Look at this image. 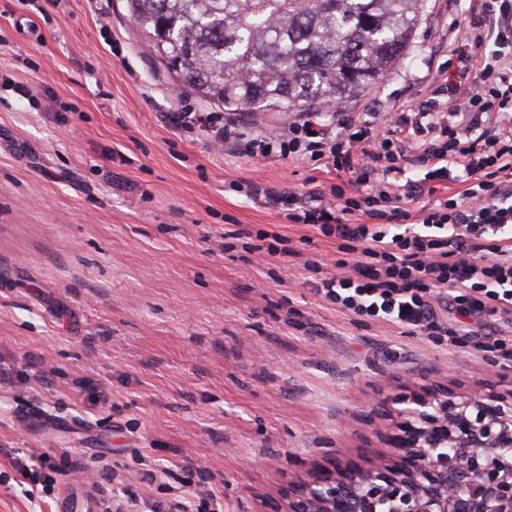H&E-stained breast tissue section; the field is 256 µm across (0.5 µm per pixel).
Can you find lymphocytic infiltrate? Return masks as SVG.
<instances>
[{"label": "lymphocytic infiltrate", "mask_w": 512, "mask_h": 512, "mask_svg": "<svg viewBox=\"0 0 512 512\" xmlns=\"http://www.w3.org/2000/svg\"><path fill=\"white\" fill-rule=\"evenodd\" d=\"M449 34L448 74L414 112L374 125L346 115L332 126L304 112L285 132L206 117L222 150L255 161L277 152L342 174L314 204L275 189L264 203L287 204L289 221L336 237L335 270L319 294L429 336L446 300L491 316L512 307V0H483L481 20ZM414 163L427 169L421 183H398ZM441 183L459 190L437 196ZM383 219L403 231L383 229Z\"/></svg>", "instance_id": "lymphocytic-infiltrate-1"}]
</instances>
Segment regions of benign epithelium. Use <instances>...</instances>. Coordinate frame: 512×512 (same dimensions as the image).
<instances>
[{
    "instance_id": "obj_1",
    "label": "benign epithelium",
    "mask_w": 512,
    "mask_h": 512,
    "mask_svg": "<svg viewBox=\"0 0 512 512\" xmlns=\"http://www.w3.org/2000/svg\"><path fill=\"white\" fill-rule=\"evenodd\" d=\"M402 403L391 451L297 477L280 512H512V402L490 389Z\"/></svg>"
}]
</instances>
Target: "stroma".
Wrapping results in <instances>:
<instances>
[{"mask_svg": "<svg viewBox=\"0 0 512 512\" xmlns=\"http://www.w3.org/2000/svg\"><path fill=\"white\" fill-rule=\"evenodd\" d=\"M473 10L427 0L409 55L323 122L417 107L448 66L450 23ZM1 72L21 91L0 95V512L55 500L24 497L14 448L71 457L58 487L84 480L112 502L171 501L191 464L222 512H274L297 476L388 451L404 397L512 396V368L477 348L512 336V314L439 309L453 347L315 293L304 263L331 270L335 238L238 188L302 198L336 173L220 153L206 128L170 125L213 106L179 87L126 0H0ZM259 231L295 255L245 252Z\"/></svg>", "mask_w": 512, "mask_h": 512, "instance_id": "35a3bbf8", "label": "stroma"}]
</instances>
